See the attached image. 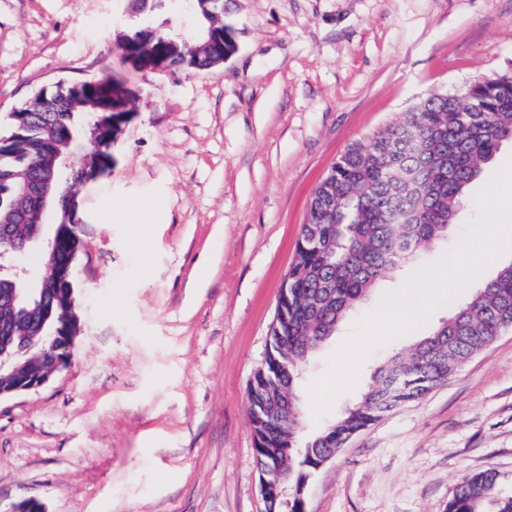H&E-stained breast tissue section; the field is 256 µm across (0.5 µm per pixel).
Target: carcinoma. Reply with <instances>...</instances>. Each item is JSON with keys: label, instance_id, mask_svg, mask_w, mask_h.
Segmentation results:
<instances>
[{"label": "carcinoma", "instance_id": "cac0c4a2", "mask_svg": "<svg viewBox=\"0 0 512 512\" xmlns=\"http://www.w3.org/2000/svg\"><path fill=\"white\" fill-rule=\"evenodd\" d=\"M223 4L195 0L198 31L209 28L211 13L222 11ZM165 7L166 0H151L149 10L121 39L120 49L141 57L161 54L171 68L186 73L208 70L235 49L229 40L216 49L204 37L187 41L175 28H162L157 17ZM113 86V81L100 79L65 83L38 92L11 113L10 131L0 136V176L8 177L0 182V219L20 213L14 225L17 236L31 234L45 221L35 199L19 194L20 187L34 182L32 163L54 168V156L73 152L92 127H112ZM508 140L512 77L504 71L419 100L367 142L350 145L333 164L324 186L333 203L310 214L318 238L304 230L297 241L288 290L281 292L278 330L270 337L264 371L249 386L259 469L273 455L286 452L288 485L308 484L321 458L336 453L382 414L422 398L503 331L512 330L511 263L478 283L455 314L409 353L394 355L380 366L375 384L361 399L304 446L298 444L294 420L277 421L263 407L278 386L298 395L303 370L343 320L387 275L407 268L448 233L465 189ZM111 149L109 141L84 152L79 177L97 180L103 165L112 164ZM61 318L77 329L75 297L68 289L56 296L50 317L33 305L17 318L0 317V329L11 328L35 346L19 374L50 370L38 347L53 338ZM447 512H512V494L501 493L496 473H473L458 483Z\"/></svg>", "mask_w": 512, "mask_h": 512}]
</instances>
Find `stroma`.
Returning <instances> with one entry per match:
<instances>
[{
	"instance_id": "35a3bbf8",
	"label": "stroma",
	"mask_w": 512,
	"mask_h": 512,
	"mask_svg": "<svg viewBox=\"0 0 512 512\" xmlns=\"http://www.w3.org/2000/svg\"><path fill=\"white\" fill-rule=\"evenodd\" d=\"M130 0H0V135L58 82L114 79L112 169L79 187L69 366L0 399V512H266L248 384L312 194L421 97L512 68V0H224L238 52L199 73L124 61ZM468 187L440 258L475 218ZM152 208L138 210L139 202ZM376 349L311 439L357 403ZM512 489V331L383 414L316 473L306 512H445L468 473Z\"/></svg>"
}]
</instances>
